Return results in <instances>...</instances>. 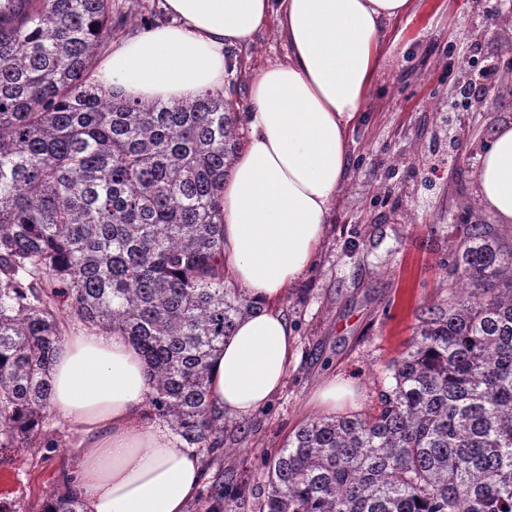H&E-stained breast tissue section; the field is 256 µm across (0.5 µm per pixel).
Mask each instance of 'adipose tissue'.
Listing matches in <instances>:
<instances>
[{"label": "adipose tissue", "instance_id": "adipose-tissue-1", "mask_svg": "<svg viewBox=\"0 0 512 512\" xmlns=\"http://www.w3.org/2000/svg\"><path fill=\"white\" fill-rule=\"evenodd\" d=\"M414 0H163L170 20L113 45L104 88L174 103L224 85L227 47L276 19L285 60L249 88L250 134L224 182V271L259 311L236 324L212 360V394L250 415L282 387L296 338L281 309L311 271L346 176L348 134L367 105L389 24ZM477 197L512 224V123L498 126L474 171ZM51 411L73 435L84 512H186L202 464L162 419L148 416L147 364L123 337L65 332L51 373Z\"/></svg>", "mask_w": 512, "mask_h": 512}]
</instances>
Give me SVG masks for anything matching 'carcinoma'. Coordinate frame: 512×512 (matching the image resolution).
Segmentation results:
<instances>
[{
    "label": "carcinoma",
    "instance_id": "cac0c4a2",
    "mask_svg": "<svg viewBox=\"0 0 512 512\" xmlns=\"http://www.w3.org/2000/svg\"><path fill=\"white\" fill-rule=\"evenodd\" d=\"M112 0L0 3V447H46L60 315L126 337L148 410L201 456L189 512H512V240L467 225V286L431 308L367 413L311 418L224 471L211 359L258 303L224 277V91L175 104L107 91L91 62ZM62 475L41 512H81Z\"/></svg>",
    "mask_w": 512,
    "mask_h": 512
}]
</instances>
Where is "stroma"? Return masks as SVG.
I'll use <instances>...</instances> for the list:
<instances>
[{
	"instance_id": "obj_1",
	"label": "stroma",
	"mask_w": 512,
	"mask_h": 512,
	"mask_svg": "<svg viewBox=\"0 0 512 512\" xmlns=\"http://www.w3.org/2000/svg\"><path fill=\"white\" fill-rule=\"evenodd\" d=\"M112 4L116 41L165 19L161 0ZM491 15L512 34V0H415L392 23L368 107L349 131L348 177L315 266L282 303L296 358L266 408L227 417L225 470L258 481L260 455L321 415L314 394L328 379L353 377L356 393L341 409L367 410L421 314L459 293L452 262L466 225L512 236V225L481 209L472 179L494 125L512 121V46L488 32ZM287 53L272 22L248 46L229 48L224 92L240 135L249 132L253 74ZM45 430L54 452L0 449V504L41 512L58 476L76 469L68 429L50 418Z\"/></svg>"
}]
</instances>
